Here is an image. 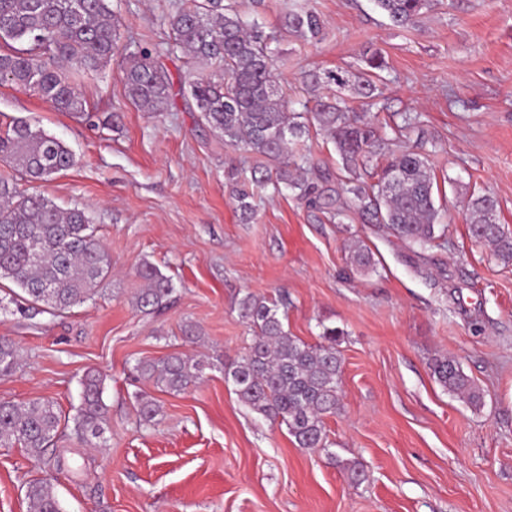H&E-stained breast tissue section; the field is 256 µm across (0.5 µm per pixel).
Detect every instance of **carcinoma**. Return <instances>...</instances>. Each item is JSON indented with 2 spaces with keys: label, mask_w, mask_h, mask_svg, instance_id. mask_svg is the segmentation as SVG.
Listing matches in <instances>:
<instances>
[{
  "label": "carcinoma",
  "mask_w": 512,
  "mask_h": 512,
  "mask_svg": "<svg viewBox=\"0 0 512 512\" xmlns=\"http://www.w3.org/2000/svg\"><path fill=\"white\" fill-rule=\"evenodd\" d=\"M111 0H0V52L3 81L37 93L61 112H86L75 77L90 78L109 65L119 38V21ZM399 28L414 26L432 10L435 0H375ZM176 45L203 71L181 77L182 94L191 98L203 124L224 138V146L257 158L251 178L233 164L224 177L242 218L254 214L255 188L272 186L298 191L309 206L342 224L352 213L368 224H381L424 257L441 245L447 225L433 198L435 175L419 148L392 151L378 171L369 169L373 155L389 149L417 124L409 115L403 124L380 125L371 113L378 96L375 79L386 68L384 58H367L359 75L342 70L305 74L306 87L336 86V96L317 101L311 112H291L274 80L278 59L258 22H245L232 0H187L169 17ZM285 27L307 42L324 37L320 16L312 10L291 12ZM127 97L149 112L170 110L171 83L163 68L144 50L120 64ZM362 100L363 115L354 116L348 99ZM313 123L335 145L342 162L339 188L299 180L293 172L308 158L292 150ZM0 162L29 182H47L75 165L70 149L40 127L23 120L0 135ZM471 237L492 247L505 263L512 262V235L497 218V202L488 195L466 207ZM112 274V259L97 236V228L79 207L62 209L42 193H26L18 184L0 178V281L20 292L17 311L33 321L44 313L65 312L97 293ZM138 276L145 282L136 297L137 308L151 313L165 308L173 291L170 279L147 265ZM280 304L252 294L240 302V316L254 332L248 352L224 367L239 402L263 417L287 426L301 448L325 447V418L340 405L343 359L337 342L343 332L325 327V343L309 345L285 330ZM18 347L0 338V375L20 366ZM138 371L156 379L173 393L197 383L201 361L171 355L162 361H141ZM430 370L436 382L473 407L483 392L461 366L435 357ZM81 404L72 420L49 400L24 404L0 401V447L20 446L44 459L65 430L80 444L101 437L106 406L102 379L94 371L83 378ZM26 496L33 512H62L53 487L44 480L28 483Z\"/></svg>",
  "instance_id": "cac0c4a2"
}]
</instances>
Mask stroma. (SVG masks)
Returning a JSON list of instances; mask_svg holds the SVG:
<instances>
[{
	"mask_svg": "<svg viewBox=\"0 0 512 512\" xmlns=\"http://www.w3.org/2000/svg\"><path fill=\"white\" fill-rule=\"evenodd\" d=\"M178 2L112 0L117 61L150 49L179 82L188 59L168 25ZM237 3L280 52L276 74L291 110L330 93L307 90L304 72L357 73L366 54L384 57L383 116H419L406 141L424 144L446 241L419 273L402 240L355 215L333 223L288 189L259 192L255 216L242 222L224 181L223 139L176 87L167 112L135 106L117 61L79 83L84 115L0 84V130L27 120L75 155L72 169L29 190L85 208L112 258L98 293L64 313L33 322L0 301V336L22 355L0 376V400L46 399L73 415L92 369L107 408L98 447L56 442L63 469L0 448V512H31L34 479L52 484L63 512H512V263L475 243L465 221L468 201L488 194L512 233V0H437L408 29L374 0ZM301 8L320 16L322 41L286 30ZM302 145L314 163L308 180L336 177L340 159L323 131L311 127ZM354 240L372 251V270L352 266ZM147 264L173 286L159 314L134 304ZM248 294L287 298L285 325L307 344L319 343L323 327L343 330L340 408L326 419V448L297 447L225 380V364L254 338L239 315ZM188 324L197 342L185 339ZM174 353L204 360L198 384L171 393L136 370ZM436 355L483 389V407L443 390L429 369ZM144 397L158 406L149 421L139 413Z\"/></svg>",
	"mask_w": 512,
	"mask_h": 512,
	"instance_id": "stroma-1",
	"label": "stroma"
}]
</instances>
